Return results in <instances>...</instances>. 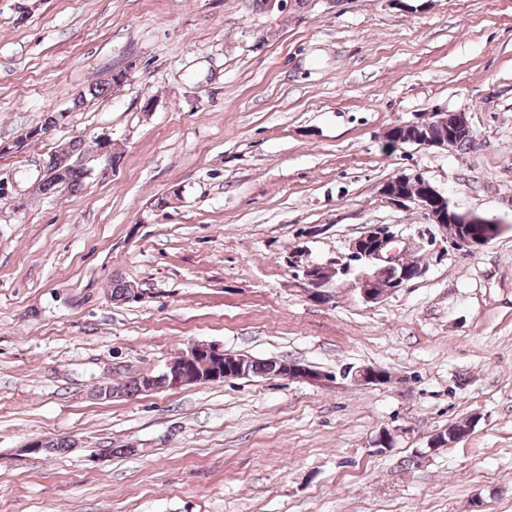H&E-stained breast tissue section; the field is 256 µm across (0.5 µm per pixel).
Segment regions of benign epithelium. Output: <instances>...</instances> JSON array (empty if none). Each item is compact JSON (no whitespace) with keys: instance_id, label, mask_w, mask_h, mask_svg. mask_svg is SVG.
<instances>
[{"instance_id":"1","label":"benign epithelium","mask_w":512,"mask_h":512,"mask_svg":"<svg viewBox=\"0 0 512 512\" xmlns=\"http://www.w3.org/2000/svg\"><path fill=\"white\" fill-rule=\"evenodd\" d=\"M432 122L433 126L441 130L450 126L462 134L470 132L463 112H437ZM404 126L419 129V134L406 140L389 132L386 138L390 146L416 144L429 148H448L447 133L436 135L430 131V127H422L419 121H409ZM395 180L413 188V192L394 191L384 183L380 188V196L395 208L413 207L423 210L430 225L423 235L427 236V243L430 245L439 240L444 242V245L438 247V251L442 253L449 249L478 252L488 246L502 230V225L494 219L456 211L450 206L448 198L420 172L402 171L396 174ZM460 224H483L485 231L476 236H466L454 230ZM422 274L423 269L415 270L407 265L402 251L396 246V237L383 224L369 225L361 235L353 239L348 261L326 264L309 262L303 266V277L311 286L313 296H323L324 289L334 285L356 293L365 303L380 301ZM201 362L214 363L206 371V376L214 382L241 378L247 373L250 364L249 358L241 354L228 353L213 344L194 343L187 352L167 364L162 372L166 387L176 389L199 382L201 372L197 370V366ZM290 375L304 381L322 378L319 371L297 361L290 364L275 361L271 364L269 376L286 378ZM343 376L364 385L386 383L391 379L389 373L370 367L354 370L349 368L343 372Z\"/></svg>"}]
</instances>
